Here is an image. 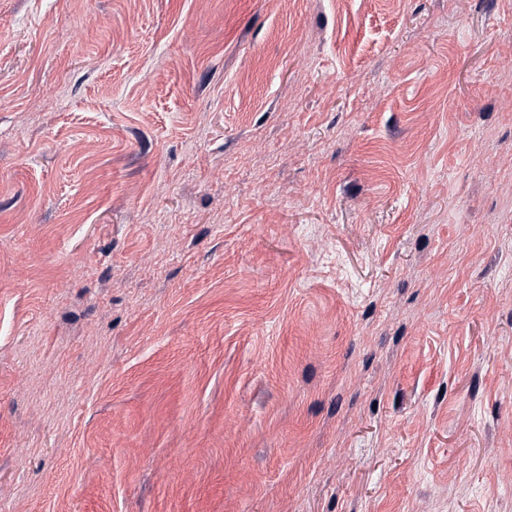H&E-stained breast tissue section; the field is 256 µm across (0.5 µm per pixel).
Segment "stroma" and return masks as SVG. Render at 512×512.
I'll list each match as a JSON object with an SVG mask.
<instances>
[{"label": "stroma", "mask_w": 512, "mask_h": 512, "mask_svg": "<svg viewBox=\"0 0 512 512\" xmlns=\"http://www.w3.org/2000/svg\"><path fill=\"white\" fill-rule=\"evenodd\" d=\"M0 512H512V0H0Z\"/></svg>", "instance_id": "stroma-1"}]
</instances>
